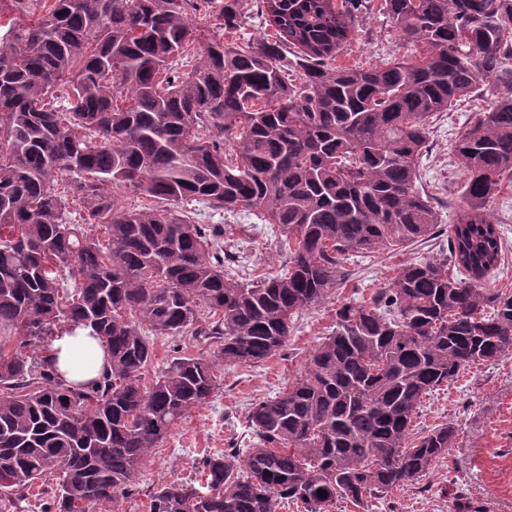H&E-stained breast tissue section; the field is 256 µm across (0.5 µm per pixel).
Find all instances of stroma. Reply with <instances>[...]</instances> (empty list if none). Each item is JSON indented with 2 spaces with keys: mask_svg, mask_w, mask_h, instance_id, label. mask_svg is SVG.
<instances>
[{
  "mask_svg": "<svg viewBox=\"0 0 512 512\" xmlns=\"http://www.w3.org/2000/svg\"><path fill=\"white\" fill-rule=\"evenodd\" d=\"M395 36L382 0H367L356 22V33L338 56L339 64L365 68L410 55ZM475 114L463 102L434 117V132L421 158V187L437 198H453L462 175L449 162L452 139L472 126ZM189 208L204 224L232 225L242 244L231 267L249 279L276 272L285 260L276 247L277 226L258 220L254 210L234 214L193 202ZM456 208L441 211L445 229L398 253L359 259L333 298L303 313L281 355L257 366L227 368L218 373L219 386L209 402L190 410L164 442L137 470L118 512H149L152 494L171 481L202 482L204 457L224 448L250 447L247 422L252 403L274 396L300 372L312 350L330 333L337 302L357 299L388 287L401 264L439 257L448 252L446 228L456 220ZM451 423L458 430L454 448L434 463L420 483L369 499L358 508L337 499L330 512H512V357L473 366L423 403L414 429L424 432Z\"/></svg>",
  "mask_w": 512,
  "mask_h": 512,
  "instance_id": "1",
  "label": "stroma"
}]
</instances>
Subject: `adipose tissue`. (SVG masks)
Returning a JSON list of instances; mask_svg holds the SVG:
<instances>
[{"mask_svg":"<svg viewBox=\"0 0 512 512\" xmlns=\"http://www.w3.org/2000/svg\"><path fill=\"white\" fill-rule=\"evenodd\" d=\"M50 354L59 373L74 383L97 380L109 367L106 348L81 328L75 333H64L54 338Z\"/></svg>","mask_w":512,"mask_h":512,"instance_id":"ef3b65f1","label":"adipose tissue"}]
</instances>
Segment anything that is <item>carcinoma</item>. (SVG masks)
<instances>
[{
    "label": "carcinoma",
    "instance_id": "obj_1",
    "mask_svg": "<svg viewBox=\"0 0 512 512\" xmlns=\"http://www.w3.org/2000/svg\"><path fill=\"white\" fill-rule=\"evenodd\" d=\"M260 2L274 42L244 50L224 40L239 0H0L1 493L52 478L45 512H108L217 371L279 355L351 258L435 234L419 160L433 117L465 100L477 116L451 146L464 179L448 254L337 305L300 373L251 407L252 447L204 458V489L166 483L149 512H329L411 487L458 433L412 436L422 401L512 357V291L482 286L505 260L491 204L512 182V0H384L398 39L424 50L367 69L334 65L363 0ZM206 4L222 23L183 70ZM117 187L161 205L122 207ZM189 200L259 211L286 269L225 272L224 225ZM76 326L109 352L88 386L47 356ZM186 334L210 354L176 355L142 385L152 337Z\"/></svg>",
    "mask_w": 512,
    "mask_h": 512
}]
</instances>
